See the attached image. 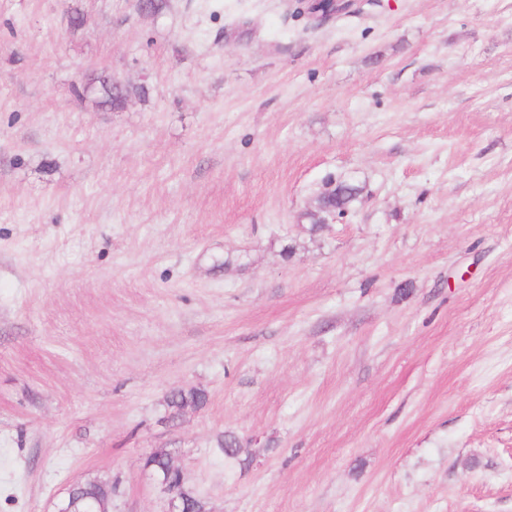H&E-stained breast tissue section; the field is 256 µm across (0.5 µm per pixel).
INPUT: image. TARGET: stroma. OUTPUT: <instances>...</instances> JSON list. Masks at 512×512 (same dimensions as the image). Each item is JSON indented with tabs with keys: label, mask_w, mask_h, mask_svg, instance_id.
<instances>
[{
	"label": "stroma",
	"mask_w": 512,
	"mask_h": 512,
	"mask_svg": "<svg viewBox=\"0 0 512 512\" xmlns=\"http://www.w3.org/2000/svg\"><path fill=\"white\" fill-rule=\"evenodd\" d=\"M159 448L207 512H512V0H0V512H168ZM321 1H332L335 11L331 14L330 18L339 16L341 14L357 12L360 10L361 5L365 2L363 0H294L300 4V10L316 19H322V13L314 8ZM73 90L78 98L93 95L99 107L110 109L122 108L129 94L128 88L112 80L111 75L95 72L74 85ZM207 401L205 392L198 390H177L173 391L167 397V406L170 409L169 419L174 420L178 417L181 410L188 404H193L196 407L203 406Z\"/></svg>",
	"instance_id": "stroma-1"
}]
</instances>
